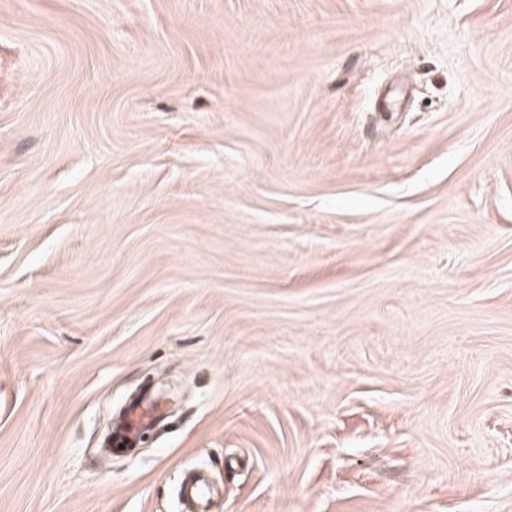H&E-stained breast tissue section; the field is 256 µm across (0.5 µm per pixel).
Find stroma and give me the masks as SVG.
<instances>
[{
	"label": "stroma",
	"instance_id": "stroma-1",
	"mask_svg": "<svg viewBox=\"0 0 512 512\" xmlns=\"http://www.w3.org/2000/svg\"><path fill=\"white\" fill-rule=\"evenodd\" d=\"M192 469L512 512V0H0V512Z\"/></svg>",
	"mask_w": 512,
	"mask_h": 512
}]
</instances>
